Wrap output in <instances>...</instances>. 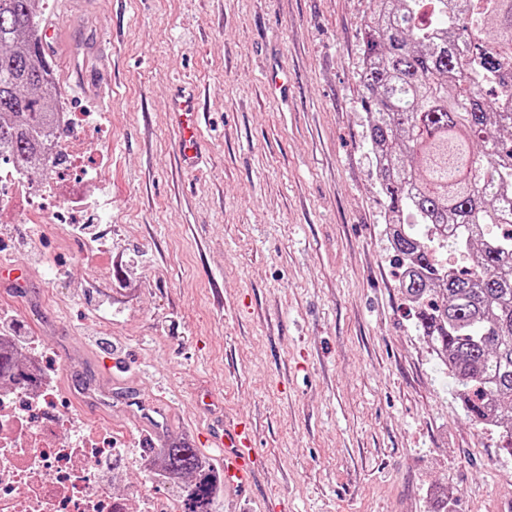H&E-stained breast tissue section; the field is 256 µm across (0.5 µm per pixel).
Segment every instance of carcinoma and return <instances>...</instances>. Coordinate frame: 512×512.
I'll return each instance as SVG.
<instances>
[{
  "instance_id": "carcinoma-1",
  "label": "carcinoma",
  "mask_w": 512,
  "mask_h": 512,
  "mask_svg": "<svg viewBox=\"0 0 512 512\" xmlns=\"http://www.w3.org/2000/svg\"><path fill=\"white\" fill-rule=\"evenodd\" d=\"M39 0H0V153L43 156L58 92ZM360 82L401 288L467 416L512 437V0H374ZM30 381L0 346V377ZM182 512H214L209 457L149 448Z\"/></svg>"
}]
</instances>
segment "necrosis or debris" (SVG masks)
<instances>
[{
  "instance_id": "1",
  "label": "necrosis or debris",
  "mask_w": 512,
  "mask_h": 512,
  "mask_svg": "<svg viewBox=\"0 0 512 512\" xmlns=\"http://www.w3.org/2000/svg\"><path fill=\"white\" fill-rule=\"evenodd\" d=\"M47 379L25 388L0 382V512H129L128 499L101 490L95 463L126 434L68 432Z\"/></svg>"
}]
</instances>
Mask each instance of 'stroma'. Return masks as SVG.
<instances>
[{
  "mask_svg": "<svg viewBox=\"0 0 512 512\" xmlns=\"http://www.w3.org/2000/svg\"><path fill=\"white\" fill-rule=\"evenodd\" d=\"M370 6L39 2L62 99L109 115L84 140L102 183L65 176L106 216L34 223L0 195V264L35 271L0 286V313L39 340L63 411L127 432L97 480L132 512L173 492L141 467L144 436L197 448L226 413L253 422L251 512H512V441L468 419L400 286L358 80ZM177 79L201 90L192 171L167 112Z\"/></svg>",
  "mask_w": 512,
  "mask_h": 512,
  "instance_id": "obj_1",
  "label": "stroma"
}]
</instances>
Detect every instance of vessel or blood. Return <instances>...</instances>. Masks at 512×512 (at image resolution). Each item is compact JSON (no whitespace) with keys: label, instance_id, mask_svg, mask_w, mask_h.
<instances>
[{"label":"vessel or blood","instance_id":"vessel-or-blood-1","mask_svg":"<svg viewBox=\"0 0 512 512\" xmlns=\"http://www.w3.org/2000/svg\"><path fill=\"white\" fill-rule=\"evenodd\" d=\"M168 108L180 131L181 162L184 167H195L201 160L196 87L186 81L173 84ZM213 439L223 450L221 476L225 490L234 492L241 498L248 496L259 470L251 423L244 418H225L222 431L214 433Z\"/></svg>","mask_w":512,"mask_h":512}]
</instances>
